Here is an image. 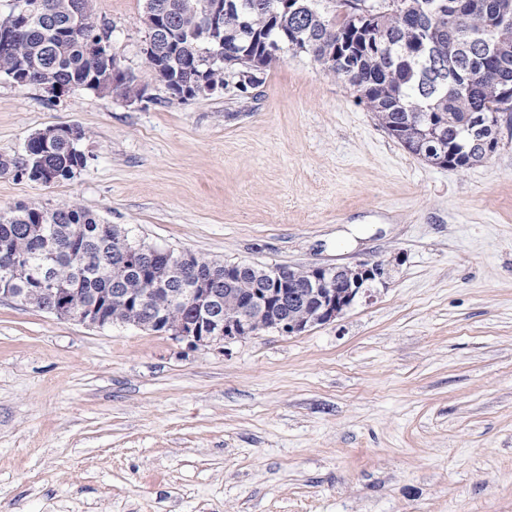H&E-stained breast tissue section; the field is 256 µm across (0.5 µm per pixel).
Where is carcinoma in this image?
<instances>
[{
    "label": "carcinoma",
    "mask_w": 512,
    "mask_h": 512,
    "mask_svg": "<svg viewBox=\"0 0 512 512\" xmlns=\"http://www.w3.org/2000/svg\"><path fill=\"white\" fill-rule=\"evenodd\" d=\"M45 9L28 15L14 40V52L0 56V74L24 68L27 84L53 82L99 90L112 83L114 56L101 54L97 24L77 17L75 0H43ZM160 14L143 12L153 50L146 58L154 78L171 97L201 75L225 74V85L242 93L260 84L259 74L276 58L258 51L275 39L283 50H305L323 71L348 85L359 103L407 152L429 164L454 169L472 166L479 140L497 139L499 122L472 133L478 113L512 112L498 94L512 90V0H295V11L280 0H233L224 11V30L234 34L235 54L224 55V35H204L206 0H154ZM348 56L341 65L334 55ZM31 163L39 166L29 181L44 185L66 180V171L85 165L69 141L30 137ZM27 251L37 264L55 254L52 276L59 297L73 306L105 305L108 296L143 289L147 299L132 301L146 329L166 331L167 317L153 296L169 293L174 311L195 309L179 301L191 279L207 289L215 314L236 304L252 307L254 288H266L259 271L245 269L224 282V264L192 256L187 265L159 250L149 265L114 245L111 232L91 210L74 204L55 208L19 206L0 212V261L6 253ZM293 312L273 299L265 319L277 325Z\"/></svg>",
    "instance_id": "carcinoma-1"
}]
</instances>
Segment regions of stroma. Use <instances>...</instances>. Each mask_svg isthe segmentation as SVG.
Segmentation results:
<instances>
[{"instance_id": "35a3bbf8", "label": "stroma", "mask_w": 512, "mask_h": 512, "mask_svg": "<svg viewBox=\"0 0 512 512\" xmlns=\"http://www.w3.org/2000/svg\"><path fill=\"white\" fill-rule=\"evenodd\" d=\"M93 14L147 97L0 76V157L61 123L87 157L47 186L0 172V210L390 275L304 333L197 348L0 300V512H512V117L488 160L442 168L305 53L182 102L147 66L142 0Z\"/></svg>"}]
</instances>
